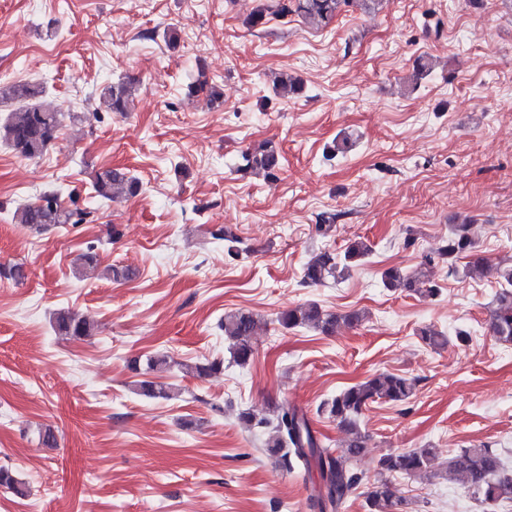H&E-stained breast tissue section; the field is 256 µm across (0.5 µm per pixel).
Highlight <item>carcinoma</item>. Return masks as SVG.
Listing matches in <instances>:
<instances>
[{
	"label": "carcinoma",
	"instance_id": "carcinoma-1",
	"mask_svg": "<svg viewBox=\"0 0 512 512\" xmlns=\"http://www.w3.org/2000/svg\"><path fill=\"white\" fill-rule=\"evenodd\" d=\"M357 0H272L262 5L250 16L252 28H262L271 15H295L305 23L317 28L329 27L342 7ZM303 82L287 73L275 77L273 93L288 98L303 94ZM44 87L30 82H13L0 86V103L14 104V108L0 120V143L7 145L17 156L26 159L42 156L59 138L66 119L63 112L50 111L43 107L40 98ZM206 96L209 104L219 108L224 105L222 88L209 79L203 68H198L197 77L187 86V96ZM135 88L133 83L122 80L101 88L99 96L106 110L125 115L134 109ZM236 172L243 176L263 174L268 181L279 179V151L270 141L251 146L241 152ZM95 197L112 201L133 197L140 193V181L128 172L102 168L92 182ZM91 212L64 205L60 191L56 188L42 190L36 199L14 211L13 220L32 230L46 229L57 224H83ZM475 242L467 224L453 225L438 247L422 256L420 268L405 273L398 268H389L382 273L384 287L402 289L422 298H436L441 289L426 274V269L436 261L448 264V270L456 272V261L472 257L462 269L466 277H481L494 273L504 284L494 301L490 314L489 329L498 340L512 343V266L490 265L484 258L473 255ZM372 253L371 244L362 239L351 242L343 252L329 249L316 252L303 268V283L321 286L336 280L341 273L364 262ZM364 319L360 312L345 314L324 310L316 302L303 303L281 311L277 316L279 325L286 329L307 327L321 334L331 335L340 326H357ZM54 327L65 335L82 338L90 335L94 322L86 316L70 310L55 313ZM224 336L232 341L233 361L243 366L254 354L253 336L257 321L242 311L224 314ZM418 336L427 346L439 348L449 339L433 326L418 330ZM417 380L393 373H378L344 388L331 400L323 404L322 410L336 421L344 433V455L333 457L331 449L324 446L314 434L306 413L295 405L272 407L269 414H261L249 407L238 413L239 423L247 430L264 428L268 435L263 442L266 452L276 465L286 471L302 467L308 471L317 469L325 484V491L313 496V508L318 512H339L346 499L362 482V475L350 467L349 462L361 457L368 444L369 435L360 425L363 411L371 403L384 400L404 403L416 390ZM138 391L148 398H167L169 387L151 378L136 381ZM433 459V449L420 448L392 452L379 461L381 471L407 477L425 474ZM448 470L480 502L491 506L503 502L512 503V473L504 469L503 460L495 450L482 445L464 448L448 461ZM368 512H403L405 499L395 494L385 479L373 483L367 491Z\"/></svg>",
	"mask_w": 512,
	"mask_h": 512
}]
</instances>
